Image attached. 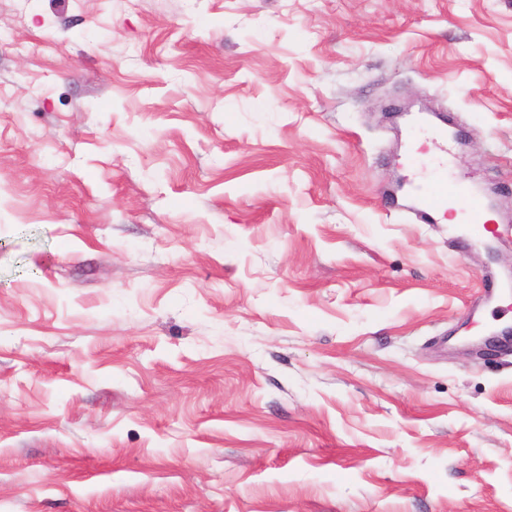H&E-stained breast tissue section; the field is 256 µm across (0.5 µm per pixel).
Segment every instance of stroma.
<instances>
[{
    "mask_svg": "<svg viewBox=\"0 0 512 512\" xmlns=\"http://www.w3.org/2000/svg\"><path fill=\"white\" fill-rule=\"evenodd\" d=\"M510 274L512 0H0V512H512ZM430 181V189L423 191L417 184L411 183L410 194L416 198L411 208L422 216H431L436 210L448 202L438 212L437 217L442 223L459 224L463 222L461 212L462 202L467 207L464 211V220L469 227V233L473 237L484 235L486 227L482 223L485 212L484 205L475 192L471 191L465 182L459 179L448 180V177L436 176ZM457 197L450 198L449 197ZM448 212V219L446 214Z\"/></svg>",
    "mask_w": 512,
    "mask_h": 512,
    "instance_id": "35a3bbf8",
    "label": "stroma"
}]
</instances>
